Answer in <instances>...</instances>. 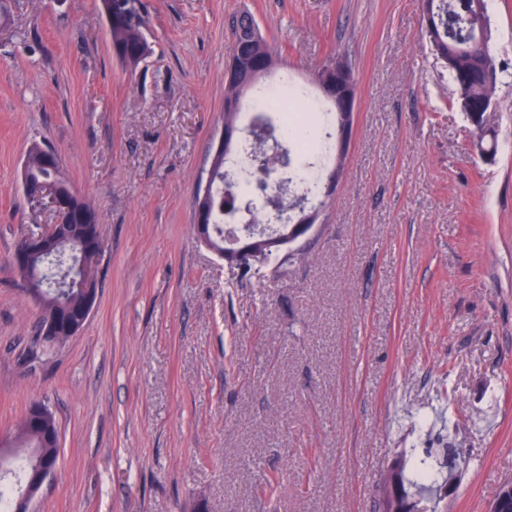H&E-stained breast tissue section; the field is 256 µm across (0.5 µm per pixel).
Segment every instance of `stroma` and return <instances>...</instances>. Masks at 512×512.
<instances>
[{
  "label": "stroma",
  "instance_id": "35a3bbf8",
  "mask_svg": "<svg viewBox=\"0 0 512 512\" xmlns=\"http://www.w3.org/2000/svg\"><path fill=\"white\" fill-rule=\"evenodd\" d=\"M142 3L152 52L134 70L99 0H12L0 32V436L34 400L60 428L35 512H378L406 448L453 461L438 512H488L512 481V0H487L491 160L421 0ZM243 9L296 82L342 57L359 86L324 231L262 279L195 229ZM34 141L103 237L94 310L60 349L36 341L11 266L52 221L21 189Z\"/></svg>",
  "mask_w": 512,
  "mask_h": 512
}]
</instances>
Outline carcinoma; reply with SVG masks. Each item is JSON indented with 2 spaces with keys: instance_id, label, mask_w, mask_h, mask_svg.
Masks as SVG:
<instances>
[{
  "instance_id": "1",
  "label": "carcinoma",
  "mask_w": 512,
  "mask_h": 512,
  "mask_svg": "<svg viewBox=\"0 0 512 512\" xmlns=\"http://www.w3.org/2000/svg\"><path fill=\"white\" fill-rule=\"evenodd\" d=\"M430 17L423 27V35L428 39L434 55L446 66L457 101L464 109L467 118L475 126L477 140L475 148L487 157L495 154L497 148L496 131L487 126L486 111L493 105L497 89L498 69L489 47V38L483 37L484 30L490 28V17L486 0H427ZM255 18L248 12L232 17L231 26L237 31L238 42L235 51L227 63L229 79L224 88V123L237 121L240 96V82L255 72L277 66V49L264 37L253 35L252 24ZM147 16L142 15L136 23L111 18L106 22L110 35L112 52L115 57L129 68L137 67L150 54L151 47L145 36ZM257 95L252 124L259 130L258 139L245 147L243 154L263 160L264 171L270 175L284 168V161L291 160L290 151L279 140L270 114L284 111L290 99L297 93L283 86L280 90H262L255 88ZM49 147L32 142L25 156V167L36 180H45L59 189L67 198L74 222L87 224L100 230L96 213L91 204L79 195L61 177V164L47 162ZM224 163L216 166L211 188V224L214 226L215 244L224 247V209L228 201H236V184L226 185ZM80 244L76 240H67L60 245L55 261L41 257L31 260L30 268L16 269L19 277L24 278L34 271L40 275V310L38 327L59 311L74 309L82 305L83 292L72 289L65 294L54 290L60 267L75 268ZM7 442L28 446L38 450L39 465L35 466L26 458H19L14 466L18 480L25 482L37 477L45 468H55L60 455L59 426L52 412L32 419L25 412L16 423ZM393 475L398 492L386 491V497L379 501V512H414V508H405L409 500L408 489L413 488L419 494H429L436 484L449 485L446 465L426 454L421 456L416 449L403 451L385 470ZM16 487L14 483L0 480V509L14 512Z\"/></svg>"
}]
</instances>
